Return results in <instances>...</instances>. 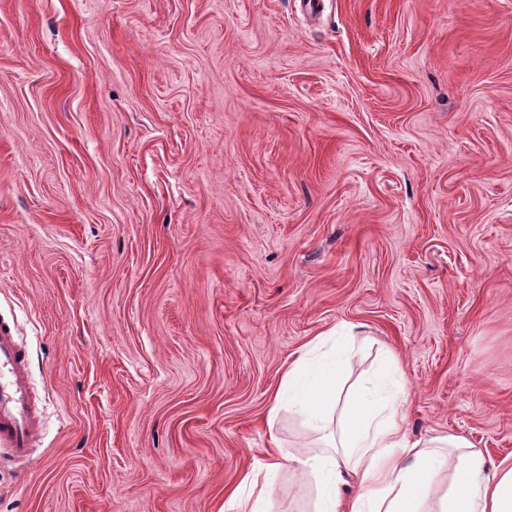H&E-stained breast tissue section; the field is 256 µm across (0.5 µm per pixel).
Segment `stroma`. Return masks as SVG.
<instances>
[{
  "label": "stroma",
  "mask_w": 512,
  "mask_h": 512,
  "mask_svg": "<svg viewBox=\"0 0 512 512\" xmlns=\"http://www.w3.org/2000/svg\"><path fill=\"white\" fill-rule=\"evenodd\" d=\"M0 512H222L316 336L512 463V0H0ZM281 469L270 512H315ZM27 352L12 327L0 324V447L23 463L32 458L42 425L27 381Z\"/></svg>",
  "instance_id": "obj_1"
}]
</instances>
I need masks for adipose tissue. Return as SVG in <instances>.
Here are the masks:
<instances>
[{
  "mask_svg": "<svg viewBox=\"0 0 512 512\" xmlns=\"http://www.w3.org/2000/svg\"><path fill=\"white\" fill-rule=\"evenodd\" d=\"M325 337L304 346L290 365L268 415L289 406L314 434L335 428L338 436L320 452L270 460L249 472L242 489L255 490L250 512H269L262 484L284 467L313 478L318 512H512V464L491 466L481 449L459 435L410 439L404 429L406 382L394 359L343 391L341 351L325 349ZM356 490L342 496L343 486Z\"/></svg>",
  "mask_w": 512,
  "mask_h": 512,
  "instance_id": "ef3b65f1",
  "label": "adipose tissue"
}]
</instances>
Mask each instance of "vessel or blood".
I'll list each match as a JSON object with an SVG mask.
<instances>
[{"instance_id": "b4317fda", "label": "vessel or blood", "mask_w": 512, "mask_h": 512, "mask_svg": "<svg viewBox=\"0 0 512 512\" xmlns=\"http://www.w3.org/2000/svg\"><path fill=\"white\" fill-rule=\"evenodd\" d=\"M42 425L27 381V352L9 324H0V447L20 462L32 458Z\"/></svg>"}]
</instances>
